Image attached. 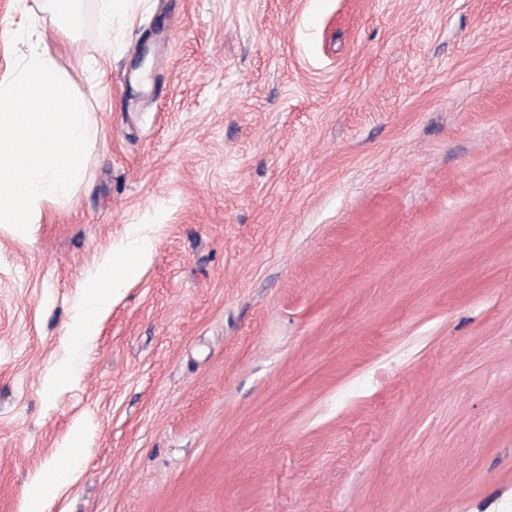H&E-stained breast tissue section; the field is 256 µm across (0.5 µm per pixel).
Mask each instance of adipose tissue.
<instances>
[{
	"label": "adipose tissue",
	"mask_w": 512,
	"mask_h": 512,
	"mask_svg": "<svg viewBox=\"0 0 512 512\" xmlns=\"http://www.w3.org/2000/svg\"><path fill=\"white\" fill-rule=\"evenodd\" d=\"M78 6L79 0H41L23 33L25 52L0 79V226L39 223L44 206L84 175L90 114L45 47L48 31L69 33ZM153 256L147 236L113 246L83 284L73 335H93L102 313L142 277Z\"/></svg>",
	"instance_id": "adipose-tissue-1"
}]
</instances>
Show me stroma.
<instances>
[{
    "instance_id": "1",
    "label": "stroma",
    "mask_w": 512,
    "mask_h": 512,
    "mask_svg": "<svg viewBox=\"0 0 512 512\" xmlns=\"http://www.w3.org/2000/svg\"><path fill=\"white\" fill-rule=\"evenodd\" d=\"M47 47L94 135L0 227V512H512V0H83ZM128 0H95L101 31L105 35L112 33V22L115 16L124 12L127 8ZM154 256L148 236H132L112 247L87 276L82 310L72 327V336H93L99 318L122 291L139 280ZM66 478L67 472L64 468H53L31 487L30 495L33 498H43L55 491Z\"/></svg>"
}]
</instances>
